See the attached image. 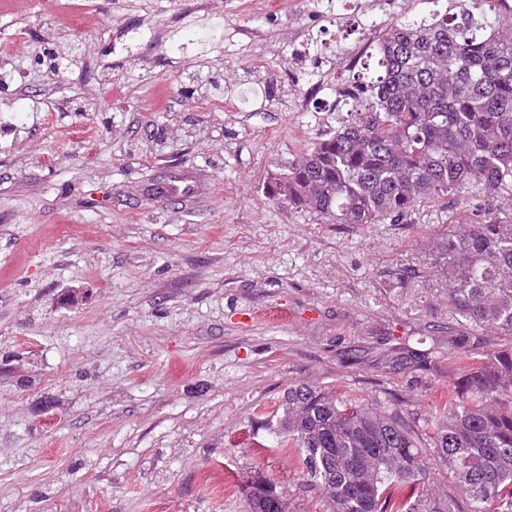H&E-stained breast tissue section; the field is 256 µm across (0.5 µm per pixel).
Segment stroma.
Segmentation results:
<instances>
[{
  "instance_id": "stroma-1",
  "label": "stroma",
  "mask_w": 512,
  "mask_h": 512,
  "mask_svg": "<svg viewBox=\"0 0 512 512\" xmlns=\"http://www.w3.org/2000/svg\"><path fill=\"white\" fill-rule=\"evenodd\" d=\"M356 2L0 0V512H248L257 474L330 512L271 445L285 389L421 420L478 354L448 352L429 239L465 203L319 224L268 193L335 129L297 102L335 100L368 16L447 6Z\"/></svg>"
}]
</instances>
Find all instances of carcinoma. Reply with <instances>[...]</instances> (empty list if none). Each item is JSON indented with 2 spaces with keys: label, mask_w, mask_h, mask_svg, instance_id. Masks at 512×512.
<instances>
[{
  "label": "carcinoma",
  "mask_w": 512,
  "mask_h": 512,
  "mask_svg": "<svg viewBox=\"0 0 512 512\" xmlns=\"http://www.w3.org/2000/svg\"><path fill=\"white\" fill-rule=\"evenodd\" d=\"M428 19H398L375 44L379 75L339 88L336 130L279 165L269 190L323 224H401L424 199L448 212L432 255L455 314L512 335V220L481 199L512 196V12L472 0ZM273 436L300 451L304 476L332 512H512V342L465 369L428 416L363 405L331 388L288 387ZM435 455L456 494L426 483ZM249 512H286L276 487L246 481Z\"/></svg>",
  "instance_id": "obj_1"
}]
</instances>
